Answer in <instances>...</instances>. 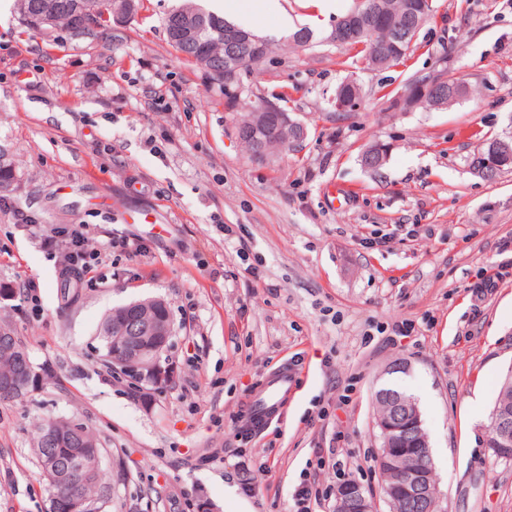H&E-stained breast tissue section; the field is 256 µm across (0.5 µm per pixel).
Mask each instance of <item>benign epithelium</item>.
I'll return each mask as SVG.
<instances>
[{
    "label": "benign epithelium",
    "mask_w": 512,
    "mask_h": 512,
    "mask_svg": "<svg viewBox=\"0 0 512 512\" xmlns=\"http://www.w3.org/2000/svg\"><path fill=\"white\" fill-rule=\"evenodd\" d=\"M135 9V0H113V25L125 24L135 14ZM58 10L59 7L54 0H46L40 29L51 31L55 28ZM224 46L231 52L240 47H249L257 53L265 50V45L259 43L248 30L240 27L224 29ZM201 66L227 85L237 80V71L222 69L210 63L207 58L201 61ZM446 81L447 76L442 72L435 70L430 72L397 93L392 101L393 109L407 112L416 106L417 101L425 99L433 101L435 107L439 109L447 107V103L436 95L438 86ZM299 128L300 124L272 101H266L261 105L258 112L254 113L250 126L252 132H260L268 139H281L288 136L290 132L297 134ZM478 156L484 158V164L477 166L478 172L482 175L490 169L502 170L512 166V153H504L495 145L478 153ZM122 323L124 334L112 346V357L119 360L123 369H135L144 377L161 381L164 373L159 367V361L173 334L172 324L164 319H144L139 306L124 312ZM146 336L153 340V345L149 349L143 345ZM38 385L39 381L32 379V373L19 370L14 375L0 380V392L14 395L24 389H34ZM376 424L381 430L384 441L385 469L401 473L396 483L382 485L384 499L392 507L401 500L413 512H444L442 509H435V501L440 499V495L439 491L432 489L431 485V481L436 479V468L427 442L417 438L413 442V447L404 452L394 447V443L402 437V434L408 431L416 432L420 428L421 415L417 406L394 397L390 399L389 412L383 417H377ZM70 426L69 439L76 444V447L70 449L71 465L83 467L87 461L98 459V449L83 447L79 442L83 424L73 419ZM490 446L494 457L507 460L512 458V408L503 406L498 410ZM43 464V472L52 481L73 480V473L62 466L52 453H47ZM52 508L55 510L64 508L68 512H94L96 505L87 504L78 496L71 495L63 499L54 498ZM334 512H374V508L372 501L360 485L348 483L336 492Z\"/></svg>",
    "instance_id": "7a95c632"
}]
</instances>
